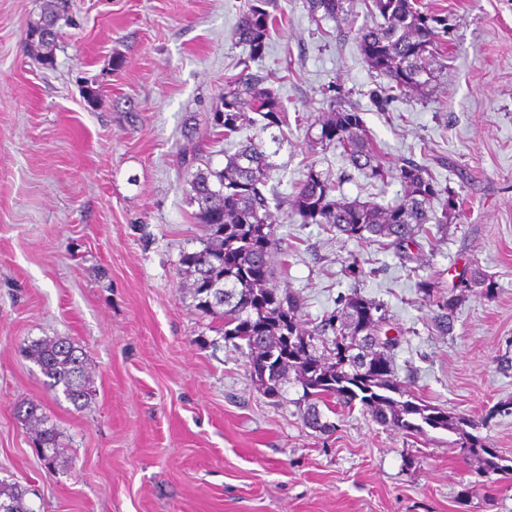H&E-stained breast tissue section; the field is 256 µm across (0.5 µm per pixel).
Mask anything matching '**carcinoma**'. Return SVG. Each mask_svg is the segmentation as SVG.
Wrapping results in <instances>:
<instances>
[{"instance_id": "carcinoma-1", "label": "carcinoma", "mask_w": 512, "mask_h": 512, "mask_svg": "<svg viewBox=\"0 0 512 512\" xmlns=\"http://www.w3.org/2000/svg\"><path fill=\"white\" fill-rule=\"evenodd\" d=\"M347 0H305L314 20L341 19L347 15ZM383 19L375 28L357 31V48L378 79L370 90L374 106L381 110L405 95L427 98L446 68L448 14L429 11L419 0H372ZM67 0H46L41 14L26 27V40L33 56L43 64L53 61L59 39L58 21L67 10ZM277 19L265 9L264 0H249L236 35L249 49V59H262ZM263 70L245 67L228 80L213 109V126L224 129L228 141L247 129L252 138L237 143L222 168L207 161L197 167V157L183 156L190 186V202L197 205L195 219L206 226L208 236L198 251L181 255L182 272L189 279L195 308L218 322L215 332L241 349L254 386L274 403L284 400L285 384L293 379L302 394L296 404L310 427L326 431L320 407L336 413L337 407L359 405L379 424L407 436H425L428 430H444L458 436L455 447L483 461L485 473L512 472V458L493 448L473 430L487 424L456 416L408 393L393 366L397 338L381 337L388 321L383 304L354 291L341 301V309L324 316L311 327L304 325L299 300L271 287L274 278L272 250L277 220L271 212L274 194L268 188L273 164L269 161L263 134L281 144L288 126L283 100L266 83ZM320 125L315 143L336 145L350 164L367 178L383 181L390 174L378 161V151L369 136L356 104L339 94L323 95ZM404 189L401 201L391 205L362 202L335 194L336 186L322 173L309 169L293 196L291 214L283 222L321 224L325 230L361 243H377L396 249L399 258L412 260L407 249L417 244L432 222L448 233V217L459 208V195L441 185L425 168L405 161L396 168ZM442 201L437 212L432 205ZM224 287V299H213L210 288ZM480 285L485 295L494 294L495 283L479 268L469 271L468 284L439 291L423 280L420 291L435 306L433 322L448 334L458 306L471 288ZM362 343L368 349L365 363L345 361L344 352ZM27 356L47 378V386L60 392L75 407H83L93 393V379L84 353L72 342L57 338L31 342ZM17 414L55 462L62 454L56 425L34 403L20 404ZM27 490L0 480V512H33L26 503Z\"/></svg>"}]
</instances>
